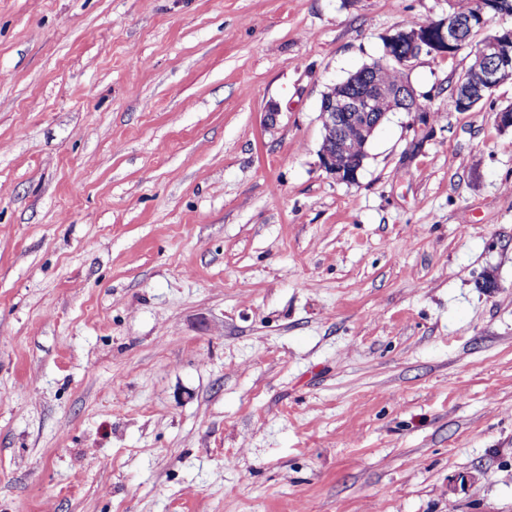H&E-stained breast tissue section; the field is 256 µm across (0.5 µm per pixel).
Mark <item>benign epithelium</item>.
Segmentation results:
<instances>
[{"label":"benign epithelium","instance_id":"benign-epithelium-1","mask_svg":"<svg viewBox=\"0 0 512 512\" xmlns=\"http://www.w3.org/2000/svg\"><path fill=\"white\" fill-rule=\"evenodd\" d=\"M491 24L484 15L457 19L448 15L447 20L434 28L419 24L409 30L398 31L385 38V58L396 67H403L413 56L424 52L451 55L461 44V31ZM411 53L401 54L404 47ZM478 56L486 63L475 67L465 83L456 87L461 106L495 89L503 80L512 77V29L497 31L486 38L479 47ZM352 90L338 98H327L321 105V116L327 141L321 149L322 167L336 180L350 183L355 180L363 164L364 147L386 112L374 111L373 103L385 98L390 101L387 112H425L413 90L405 84L385 85L367 82L365 75H354L350 80Z\"/></svg>","mask_w":512,"mask_h":512}]
</instances>
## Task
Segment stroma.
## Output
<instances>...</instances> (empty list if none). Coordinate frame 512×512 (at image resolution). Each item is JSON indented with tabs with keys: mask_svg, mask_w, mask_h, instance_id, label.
<instances>
[{
	"mask_svg": "<svg viewBox=\"0 0 512 512\" xmlns=\"http://www.w3.org/2000/svg\"><path fill=\"white\" fill-rule=\"evenodd\" d=\"M467 0H0V512H512V78ZM483 0H473L471 5L464 10L454 12L456 17L466 18L472 16L481 8ZM453 14L448 15L447 20L439 25V21H430L427 24H418L410 30L398 31L385 38V58L391 61L395 67H404L408 61L419 56L423 52L429 54L439 53L452 55L461 44V31L468 28L470 33L474 28L479 31L487 28L491 21L486 19L483 13L477 17H468L465 19H456ZM438 26L436 28L430 26ZM467 30L463 35V48L471 43L472 36ZM410 49L416 56L413 57ZM406 47V48H404ZM404 48V49H403ZM462 48V49H463ZM403 49V50H402ZM401 51L405 55H401ZM478 56L480 60L485 58L487 63L475 67L478 64L476 58L469 70L474 67L475 69L468 80L464 84L459 83L456 87L460 100L455 96L454 90L448 98V106L457 112H463L461 106H469V102L478 96L482 99L483 92L492 91L503 80L509 76L512 77V29L498 30L495 35L486 38L479 47ZM490 93H484V98L480 99V102ZM372 65L373 69L367 74L352 76L351 91L349 85L342 82L325 95L334 98H326L321 105L323 127L328 139L321 149V164L337 181L350 183L355 180L363 164L364 147L387 112L404 110L422 114L426 111L404 82L396 85L378 83L399 78L393 67L379 62ZM365 75L378 82L366 83ZM336 95L342 96L336 98ZM381 98L390 101L389 107L384 112L385 104L379 103L375 112L373 103Z\"/></svg>",
	"mask_w": 512,
	"mask_h": 512,
	"instance_id": "35a3bbf8",
	"label": "stroma"
}]
</instances>
